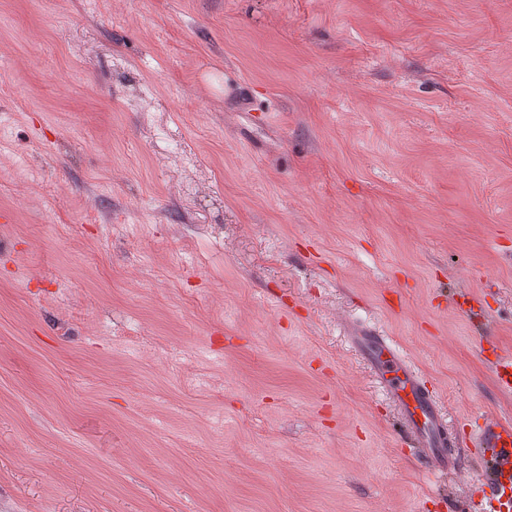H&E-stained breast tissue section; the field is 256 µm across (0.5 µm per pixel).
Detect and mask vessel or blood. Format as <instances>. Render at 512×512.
<instances>
[{"mask_svg":"<svg viewBox=\"0 0 512 512\" xmlns=\"http://www.w3.org/2000/svg\"><path fill=\"white\" fill-rule=\"evenodd\" d=\"M355 343L367 355L375 375L389 397L398 405L411 447L417 448L426 463L446 474L457 467L450 452L444 418L435 396L421 380L420 373L405 359L400 348L386 336L363 332ZM481 351L491 353L496 385L512 393V352L480 338ZM467 445L483 463L482 496L475 512H512V422L496 420L468 438Z\"/></svg>","mask_w":512,"mask_h":512,"instance_id":"b4317fda","label":"vessel or blood"}]
</instances>
